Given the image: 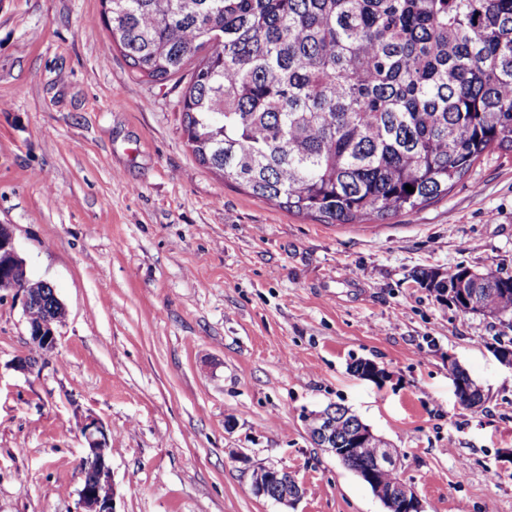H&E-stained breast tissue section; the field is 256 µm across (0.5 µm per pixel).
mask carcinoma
<instances>
[{"mask_svg":"<svg viewBox=\"0 0 512 512\" xmlns=\"http://www.w3.org/2000/svg\"><path fill=\"white\" fill-rule=\"evenodd\" d=\"M111 2L100 19L134 74L163 83L197 58L178 104L198 162L288 212H412L491 148L512 151V0ZM493 278L418 276L512 329V276ZM334 421L339 438L361 423L340 405ZM374 453L348 450L362 470Z\"/></svg>","mask_w":512,"mask_h":512,"instance_id":"obj_1","label":"carcinoma"}]
</instances>
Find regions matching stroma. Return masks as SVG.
<instances>
[{
    "label": "stroma",
    "mask_w": 512,
    "mask_h": 512,
    "mask_svg": "<svg viewBox=\"0 0 512 512\" xmlns=\"http://www.w3.org/2000/svg\"><path fill=\"white\" fill-rule=\"evenodd\" d=\"M100 0H0V224L66 313L29 371L22 296L0 293V512H77L81 428L112 443L113 512H385L318 446L336 404L399 450L425 512H512V369L498 320L414 280L458 265L512 275V152L438 201L324 224L201 166L178 97L135 76ZM386 371L375 383L355 360ZM488 393L459 404L448 372ZM272 465L291 507L252 491Z\"/></svg>",
    "instance_id": "1"
}]
</instances>
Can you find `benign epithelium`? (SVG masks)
I'll list each match as a JSON object with an SVG mask.
<instances>
[{"label":"benign epithelium","mask_w":512,"mask_h":512,"mask_svg":"<svg viewBox=\"0 0 512 512\" xmlns=\"http://www.w3.org/2000/svg\"><path fill=\"white\" fill-rule=\"evenodd\" d=\"M25 265L19 256L13 233L5 224L0 225V291L15 290L24 295V308L29 326L30 339L37 351L44 355L57 344L58 326L62 319L58 314H48L33 320L31 312L40 303L37 287H48L50 283L40 280L37 284L24 274ZM325 423L311 433V436L323 448L340 447L339 457L345 459L348 448L361 441H371L378 447L373 465L365 470L357 469L355 473L365 482H375L378 472L396 466L398 450L383 446L382 438L368 427L361 426L350 433L342 443L336 442L335 422L332 410L323 412ZM82 433L88 444L86 457L82 460V489L79 494L78 512H112V475L108 464L112 453L111 441L102 425L90 420L82 427ZM286 480L285 472L275 467L256 468L252 476V490L255 495L263 496L278 503L291 505L300 498L301 489L295 490L294 498L288 494H279L280 485ZM388 497L402 503L407 512H423V505L418 495L404 482L395 480L388 486Z\"/></svg>","instance_id":"benign-epithelium-1"}]
</instances>
